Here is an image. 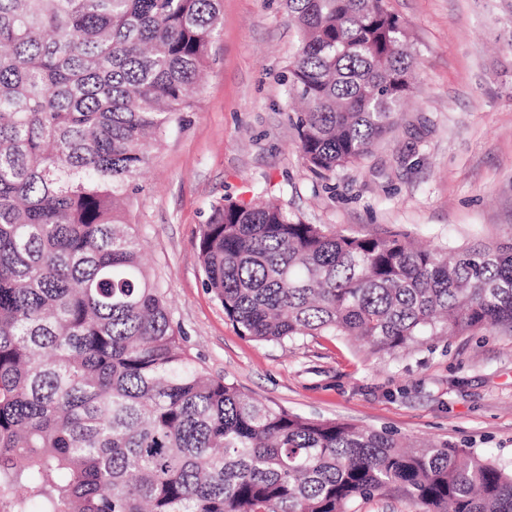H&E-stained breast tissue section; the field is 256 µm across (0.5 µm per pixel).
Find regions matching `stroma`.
<instances>
[{"instance_id":"obj_1","label":"stroma","mask_w":512,"mask_h":512,"mask_svg":"<svg viewBox=\"0 0 512 512\" xmlns=\"http://www.w3.org/2000/svg\"><path fill=\"white\" fill-rule=\"evenodd\" d=\"M406 24L415 86L396 129L320 176L298 149L284 0H220L221 30L193 109L155 150L129 220L191 363L292 412L512 466V333L425 339L375 353L335 336H241L203 286L212 204L277 199L309 224L391 231L448 250L512 245V0H386Z\"/></svg>"}]
</instances>
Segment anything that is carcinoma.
Segmentation results:
<instances>
[{"label": "carcinoma", "instance_id": "1", "mask_svg": "<svg viewBox=\"0 0 512 512\" xmlns=\"http://www.w3.org/2000/svg\"><path fill=\"white\" fill-rule=\"evenodd\" d=\"M298 148L333 173L413 90L385 0H285ZM219 0H0V506L6 512H512V469L446 442L290 413L191 365L126 203L192 107ZM206 291L243 336L376 352L512 332V246L418 248L218 203ZM356 512H416L413 504L398 495L374 496L359 499L355 505Z\"/></svg>", "mask_w": 512, "mask_h": 512}]
</instances>
